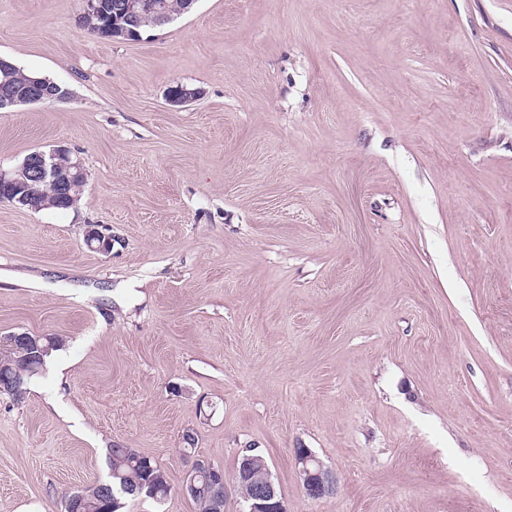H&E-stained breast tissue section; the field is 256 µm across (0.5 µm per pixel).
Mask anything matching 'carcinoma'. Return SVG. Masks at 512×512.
<instances>
[{"label": "carcinoma", "mask_w": 512, "mask_h": 512, "mask_svg": "<svg viewBox=\"0 0 512 512\" xmlns=\"http://www.w3.org/2000/svg\"><path fill=\"white\" fill-rule=\"evenodd\" d=\"M102 11L89 13L83 17L87 30L100 38H112V26L116 17L112 16V2L114 0H101ZM9 78L11 84L18 90H24L37 76L29 74L18 68L7 59L0 61V81ZM17 352L4 350L0 353V378L6 379L15 374L21 378L18 386L7 387L4 393L17 396L21 394L31 378L40 373L44 361L13 360ZM110 480L104 485L110 487L107 492L96 491L87 496L83 504L84 512H120L121 506L115 500L138 498L145 496L161 500L170 492V486L164 472L150 457L138 453L133 448L112 447L107 453Z\"/></svg>", "instance_id": "1"}]
</instances>
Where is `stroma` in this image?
Here are the masks:
<instances>
[{"label": "stroma", "instance_id": "35a3bbf8", "mask_svg": "<svg viewBox=\"0 0 512 512\" xmlns=\"http://www.w3.org/2000/svg\"><path fill=\"white\" fill-rule=\"evenodd\" d=\"M83 7L0 0V56L70 92L0 111V168L88 171L0 202V338L63 367L0 394V512H65L115 445L171 487L124 512H198L196 459L244 512L249 448L287 512H512V0H198L136 41ZM86 179L87 173L81 161L76 157L73 158L67 148L58 147L48 153L34 151L27 155L15 170L3 171L0 169V196L2 201L9 200L13 204L24 207L30 205L37 196L32 192L33 185L51 182L55 187L58 205L75 208L81 198ZM74 184L79 185L80 193L71 192V187ZM19 185H24L26 190L17 196L14 190ZM43 190L44 192L40 196V203L43 207L39 208V211L44 209L66 210L55 206L54 191L41 185L39 194ZM295 456L298 475L306 496L317 500L333 494L336 487L334 473L310 449L298 448Z\"/></svg>", "mask_w": 512, "mask_h": 512}]
</instances>
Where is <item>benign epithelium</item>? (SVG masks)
Returning a JSON list of instances; mask_svg holds the SVG:
<instances>
[{"label": "benign epithelium", "mask_w": 512, "mask_h": 512, "mask_svg": "<svg viewBox=\"0 0 512 512\" xmlns=\"http://www.w3.org/2000/svg\"><path fill=\"white\" fill-rule=\"evenodd\" d=\"M114 10L122 16L127 25L121 28V35L126 38H140L137 27L142 24V18L148 14L142 0H121ZM200 95L197 90H189L182 85L171 88L167 93V101L173 106H180ZM68 96V91L57 86H46L34 83L28 90H15L8 82L0 83V110L21 103L33 104L62 100ZM87 173L81 161L71 155L70 150L59 147L48 153L34 151L27 155L23 162L12 171L0 169V199L19 206L33 202L36 194L32 192L35 184L51 183L55 187L56 202L64 207H76L81 194L71 192L75 184L84 187ZM87 247L108 253L112 250V237L104 235L99 229L89 224L84 235ZM40 337L29 336L25 333L12 335V343L24 345L29 354H42L49 346L39 344ZM298 475L302 488L307 497L317 500L333 494L336 487V476L324 466L310 449L301 448L296 452ZM200 475L209 484L215 512H222L224 502L223 478L224 469L207 460L198 459L191 469V476L182 487L184 494L192 497L198 490L195 476ZM241 483L252 488L248 496L249 512H287L269 468L259 463L257 458H248L240 470Z\"/></svg>", "instance_id": "7a95c632"}]
</instances>
